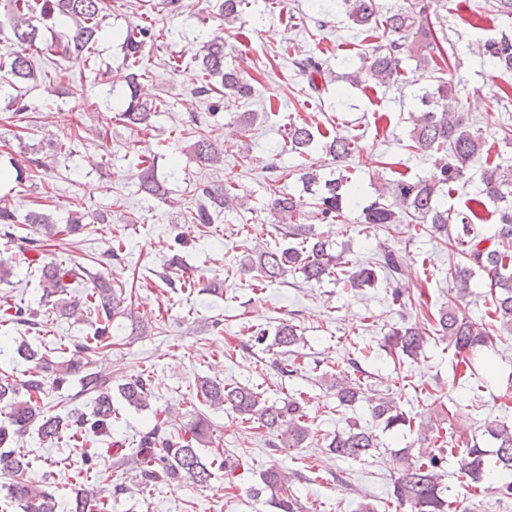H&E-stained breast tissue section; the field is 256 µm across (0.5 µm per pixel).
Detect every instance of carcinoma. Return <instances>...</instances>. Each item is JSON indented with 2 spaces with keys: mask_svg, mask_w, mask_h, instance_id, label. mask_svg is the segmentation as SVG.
Instances as JSON below:
<instances>
[{
  "mask_svg": "<svg viewBox=\"0 0 512 512\" xmlns=\"http://www.w3.org/2000/svg\"><path fill=\"white\" fill-rule=\"evenodd\" d=\"M244 0H220L219 10L224 23L235 22ZM336 11L345 13L351 25L363 32L382 30L381 43L371 51L348 59L351 71L341 79L358 84L362 82L389 84L403 76L404 65L413 61L416 67L433 73L456 66L449 61L442 38L427 23L428 15H439L448 8V0H333ZM112 9V0H9V26L11 37L0 62V93L5 88L14 114L22 117L28 105L14 91L19 84L37 81L38 74L31 49L47 56L58 57L78 66L88 67L94 57V45L101 28L102 18ZM495 19L503 29L499 36L479 43L477 54L497 71L512 73V0H493ZM59 23L70 26L71 33L56 40L44 39V32ZM154 34L146 27L134 26L123 37L124 57L122 68L131 95L127 106L122 108L119 119L130 130L140 131L150 125L155 113L164 110L161 100H142L137 97V86L142 79L141 61L147 40ZM298 71L306 75L310 88L319 91L317 80L326 79L329 70L326 62L306 55L293 60ZM202 82L196 94L207 96L218 83L224 95L248 99L252 87L233 68L224 65V36L212 33L203 42L200 60ZM419 111L410 115L409 131L413 148L435 157L437 180L426 181L404 174L394 179L382 180L377 196L366 202L360 198L358 188L348 177L338 175L326 179L319 169L310 165L301 175L303 184L313 196L306 202L292 193L282 191L273 194L270 213L277 232L287 240L284 245L258 247L251 263L259 271V283L264 286L283 283L290 274L300 275L306 283L333 280L344 287L358 291L369 288L383 278L392 303L403 304L400 283L405 275L406 255L398 248L386 246L380 250L376 265H360L345 258L343 253H332L326 241L316 233L318 224H337L355 216L357 224H373L389 228L393 224L408 221L421 224L433 238L446 245L455 246L465 259L451 272V290L456 297L465 299L471 295L470 281L475 271H482L489 279L493 310L490 319L499 324V330L512 335V163H495L489 160L485 150V133L465 123L460 112L456 84L453 78L436 79V83L422 87L417 94ZM323 139L322 149L337 165L352 159L357 151L356 142L336 131L315 133L308 122L291 123L287 140L290 151L307 155L316 137ZM194 152L200 161L212 165L224 162V146L202 137L194 143ZM477 164L480 168V188L471 198V206L465 212H450L444 197L450 186L466 177L467 170ZM140 191L159 200L169 193L167 183L176 177L170 170L159 178L151 160L140 161ZM199 203L189 214L191 224H213L225 213H233L244 207L232 192L231 183L222 187L203 184L198 190ZM496 205V229L489 237L471 234L470 226L482 221L481 210L485 201ZM83 217L74 211L66 219V226L58 230L52 216L31 211L27 223L41 231L42 238L32 240L35 258L27 264L40 272L42 290L41 306L37 309H17L10 321L28 328L46 324L54 314L78 318L82 310L95 315V332L73 344L72 356L59 359L21 342L13 348V357L27 364L24 378L14 376L0 378V404L6 409L5 421L0 424V471L11 476L8 497L20 512H104L112 498L127 491L123 484L104 489L103 473L97 469L99 452L84 453L82 464L94 482L80 485L66 507H61L54 494L47 488H37L26 480L31 459L19 448L13 447L18 438L31 427H37L38 436L44 442L58 443L72 431H89L102 440H111L117 448L122 443L112 439V426L117 422L112 408V392L116 391L131 407L138 410L150 407L153 394L152 375L143 369L136 374L124 375L117 382L91 368L92 357L112 337V322L121 317L129 320L133 315L124 307L125 298L102 276L92 279L85 300L70 301L64 298L70 286L67 278L79 280L85 270L63 260L47 258L44 243L59 233H76L81 230ZM455 228H450V225ZM431 332L448 341L458 354H470L488 347L491 333L483 322L468 317L458 305L442 308L437 313ZM426 328L418 324L394 326L385 333L383 349L398 357L415 358L422 353L426 343ZM256 345H264L276 351L278 358L272 361L277 373L290 377L296 368L288 363V355L304 342L303 332L293 321H281L274 331L258 327L251 336ZM79 375L78 396L91 399L90 414L68 412L49 415L41 405L45 386L53 381L60 386L69 376ZM364 371L355 362L350 369L336 375V399L345 407L354 406L362 395ZM197 399L211 408H224L245 421H254L273 436L272 448H301L310 438L307 422L306 401L303 395L290 396L277 403L268 402L266 392L259 387L232 385L208 377H200L196 383ZM373 421L387 432L412 428L415 415L406 411L391 397H382L370 407ZM209 428L199 419L183 436H171L160 425L143 434L130 454L116 453L112 467L127 466L135 472L137 485L149 490L161 484L184 483L204 487L210 482L213 469H224L232 478L242 457L230 459L215 451L209 459L200 453L198 445L211 443ZM439 428L419 423L417 441L422 447L405 449L399 456L401 473L393 485V497L410 512H449L452 502L445 498L440 487V468L444 453L460 455L461 474L465 483L478 489L489 481L490 470L487 453L478 443L463 448L449 445V441L435 440ZM497 442L494 450V466L500 472H512V429L495 425L486 429ZM379 447L375 430L357 422L348 424V430L336 434L326 445L327 451L338 457L360 460L372 455ZM258 495H266L267 502L277 512H303V507L289 489L286 471L273 465L260 475Z\"/></svg>",
  "mask_w": 512,
  "mask_h": 512,
  "instance_id": "1",
  "label": "carcinoma"
}]
</instances>
